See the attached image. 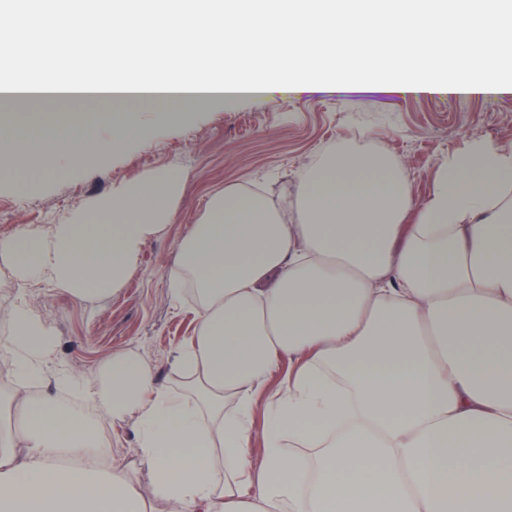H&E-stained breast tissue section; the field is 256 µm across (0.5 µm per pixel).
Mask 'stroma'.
I'll return each mask as SVG.
<instances>
[{
  "label": "stroma",
  "mask_w": 512,
  "mask_h": 512,
  "mask_svg": "<svg viewBox=\"0 0 512 512\" xmlns=\"http://www.w3.org/2000/svg\"><path fill=\"white\" fill-rule=\"evenodd\" d=\"M304 85L289 95L239 96L204 104L172 100L37 104L18 117L15 138L63 134L75 140L137 124L140 138L70 172H43L21 158L0 169V241L19 225L48 227L73 210L111 196L119 185L173 169L185 176L173 221L149 239L125 280L105 295L80 299L40 281L27 291L57 339L58 366L98 375L113 352L138 347L157 369L158 384L180 391L169 359L196 327L195 301L173 295L170 274L178 245L205 218L212 189L255 184L272 201L294 197L298 173L326 151L345 146L385 151L402 164L417 197H425L449 156L473 141L512 146V95L465 97L437 93L337 96L323 79L291 66Z\"/></svg>",
  "instance_id": "obj_1"
}]
</instances>
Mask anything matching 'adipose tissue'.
Listing matches in <instances>:
<instances>
[{"label": "adipose tissue", "instance_id": "obj_1", "mask_svg": "<svg viewBox=\"0 0 512 512\" xmlns=\"http://www.w3.org/2000/svg\"><path fill=\"white\" fill-rule=\"evenodd\" d=\"M278 4L117 0L71 10L85 69L101 64L92 47L108 15L112 54L131 74L140 59L128 34L156 29L159 10L177 8L151 47L161 77L64 88L47 68L37 86L0 98L19 108L41 97L196 104L298 90L288 77L296 61L339 93L378 91L349 82L364 69L387 72L388 88L401 91L512 92V0H320L293 9L265 44L272 63L259 79L218 75L224 61L246 64L237 32L267 26ZM342 16L368 35L365 49L337 44ZM141 134L127 125L108 139L30 138L13 148L68 168ZM183 185L180 173L161 171L49 230L21 226L0 242V265L19 285L110 293L172 222ZM178 253L172 290L188 277L198 295L196 328L170 366L185 398L159 386L135 348L89 380L52 367L53 331L15 294L0 344L13 369L0 407V512H151L157 502L169 512H512V147L471 144L421 201L385 153L340 147L300 172L287 203L242 185L213 191ZM280 371L274 405L255 427V399ZM43 386L80 389L101 414L131 425L146 480L78 413L34 396ZM304 448L318 451L305 490Z\"/></svg>", "mask_w": 512, "mask_h": 512}]
</instances>
